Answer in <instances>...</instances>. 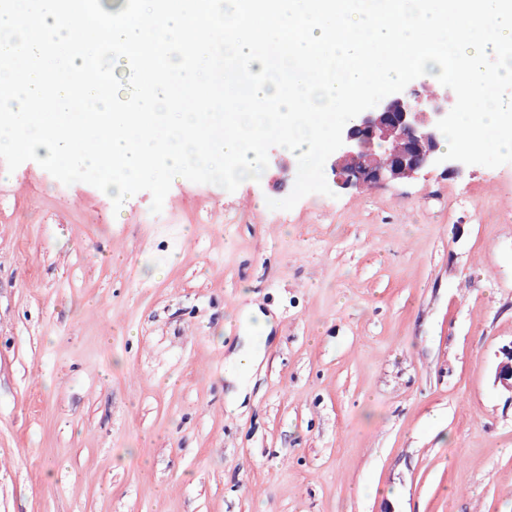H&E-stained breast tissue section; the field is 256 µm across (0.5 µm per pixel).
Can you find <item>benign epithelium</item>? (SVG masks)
<instances>
[{
  "label": "benign epithelium",
  "instance_id": "benign-epithelium-1",
  "mask_svg": "<svg viewBox=\"0 0 512 512\" xmlns=\"http://www.w3.org/2000/svg\"><path fill=\"white\" fill-rule=\"evenodd\" d=\"M453 106L448 91L431 93L423 82L421 88L390 94L357 115L343 129V145L328 158L336 187L359 189L400 183L437 166L447 173L461 171L458 161L437 163L443 155L437 122ZM379 150L387 156L384 163L377 161ZM295 166V161L275 151L269 172L283 183ZM495 383L512 400V344L502 348Z\"/></svg>",
  "mask_w": 512,
  "mask_h": 512
}]
</instances>
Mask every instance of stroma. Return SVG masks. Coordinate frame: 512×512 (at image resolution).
Here are the masks:
<instances>
[{"mask_svg":"<svg viewBox=\"0 0 512 512\" xmlns=\"http://www.w3.org/2000/svg\"><path fill=\"white\" fill-rule=\"evenodd\" d=\"M291 190L0 161V512H512V163ZM248 338H252L253 342L250 343ZM260 360L259 351L254 344V336H247L245 344L229 356V364L233 366L234 370L228 373L227 378L231 381H235L238 386L237 391L230 394L227 400L229 410L237 409L238 405L245 397V390L241 385L244 383V379L239 373L243 369H251L254 365H258ZM501 359L496 368L495 383L509 393L512 402V343L502 348Z\"/></svg>","mask_w":512,"mask_h":512,"instance_id":"1","label":"stroma"}]
</instances>
